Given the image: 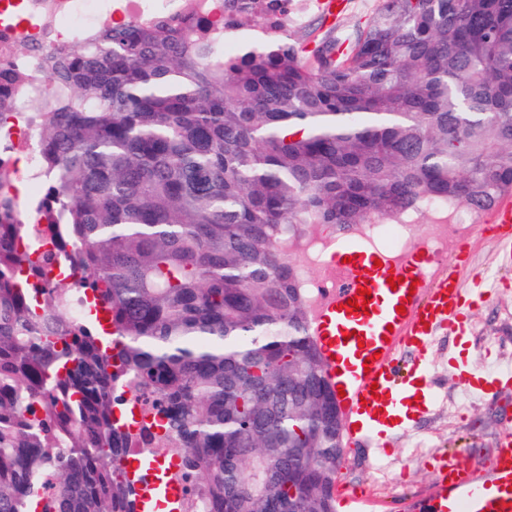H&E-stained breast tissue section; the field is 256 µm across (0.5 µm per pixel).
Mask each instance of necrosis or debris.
Segmentation results:
<instances>
[{
	"label": "necrosis or debris",
	"instance_id": "necrosis-or-debris-1",
	"mask_svg": "<svg viewBox=\"0 0 512 512\" xmlns=\"http://www.w3.org/2000/svg\"><path fill=\"white\" fill-rule=\"evenodd\" d=\"M184 0H0V79L15 68H25L27 92L18 94L14 110H29L35 94L46 82L33 57L18 55L20 46H42L81 41L93 29L125 18L150 19L160 13L179 14ZM39 163V133L31 126L14 125L0 130V165L22 167L27 181H35ZM412 224H361L358 235L385 258H403L415 244ZM336 243L332 233L317 231L293 242L291 251L299 253L303 265L296 268L298 287L304 288L311 310L322 303V287H335L338 274L327 269L320 277L310 276L308 265L323 266L328 249Z\"/></svg>",
	"mask_w": 512,
	"mask_h": 512
}]
</instances>
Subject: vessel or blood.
Instances as JSON below:
<instances>
[{"mask_svg": "<svg viewBox=\"0 0 512 512\" xmlns=\"http://www.w3.org/2000/svg\"><path fill=\"white\" fill-rule=\"evenodd\" d=\"M505 263H512V197L504 196L489 219ZM418 243L399 263L380 261L357 237L337 239L331 255L342 282L326 290L325 306L313 320L328 371L345 391L341 403L350 447L377 448L394 428L429 414L434 394L426 390L428 348L437 328L465 326L479 287H466L467 246L434 275H427ZM397 286H390V279ZM370 289L366 309L349 306L360 289ZM405 314H398L397 306ZM497 454L481 466L449 457L439 469L433 495L413 502L409 512H512V432Z\"/></svg>", "mask_w": 512, "mask_h": 512, "instance_id": "1", "label": "vessel or blood"}]
</instances>
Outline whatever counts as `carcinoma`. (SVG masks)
I'll return each mask as SVG.
<instances>
[{"label": "carcinoma", "mask_w": 512, "mask_h": 512, "mask_svg": "<svg viewBox=\"0 0 512 512\" xmlns=\"http://www.w3.org/2000/svg\"><path fill=\"white\" fill-rule=\"evenodd\" d=\"M318 11L224 0L222 37L132 19L38 56L45 195L0 168V512H139L126 460L162 446L206 512H337L344 424L280 230L512 193V0Z\"/></svg>", "instance_id": "obj_1"}]
</instances>
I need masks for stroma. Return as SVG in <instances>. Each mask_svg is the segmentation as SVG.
<instances>
[{
  "mask_svg": "<svg viewBox=\"0 0 512 512\" xmlns=\"http://www.w3.org/2000/svg\"><path fill=\"white\" fill-rule=\"evenodd\" d=\"M488 220V212L473 214L475 232L445 244L449 260L460 244H467L465 279L481 280L484 296L474 304L464 334L440 333L429 349L426 386L435 394L431 413L419 424L395 431L388 456L380 458L364 448L345 450L340 472L348 485L371 499L367 512H405V502L435 482L439 460L454 455L468 464H487L497 452V440L512 431V386L483 396L466 389L448 369L457 361L484 377L512 372V268L501 263L492 234L481 233ZM420 440L426 448L418 453L413 445Z\"/></svg>",
  "mask_w": 512,
  "mask_h": 512,
  "instance_id": "35a3bbf8",
  "label": "stroma"
}]
</instances>
